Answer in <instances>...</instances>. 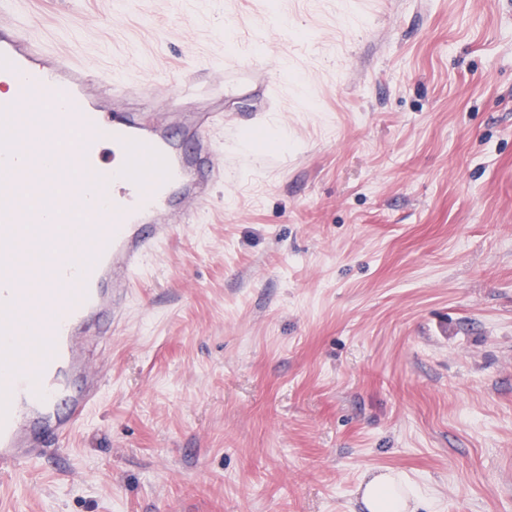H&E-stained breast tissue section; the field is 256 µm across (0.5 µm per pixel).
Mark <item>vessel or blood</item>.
Instances as JSON below:
<instances>
[{
    "instance_id": "vessel-or-blood-1",
    "label": "vessel or blood",
    "mask_w": 512,
    "mask_h": 512,
    "mask_svg": "<svg viewBox=\"0 0 512 512\" xmlns=\"http://www.w3.org/2000/svg\"><path fill=\"white\" fill-rule=\"evenodd\" d=\"M0 0V479L45 460L99 398L89 370L119 323L146 255L193 223L224 181L217 108L169 92L167 121L133 104L143 83L91 73L42 50ZM224 90L263 96L250 64ZM120 162L108 166L100 146Z\"/></svg>"
}]
</instances>
